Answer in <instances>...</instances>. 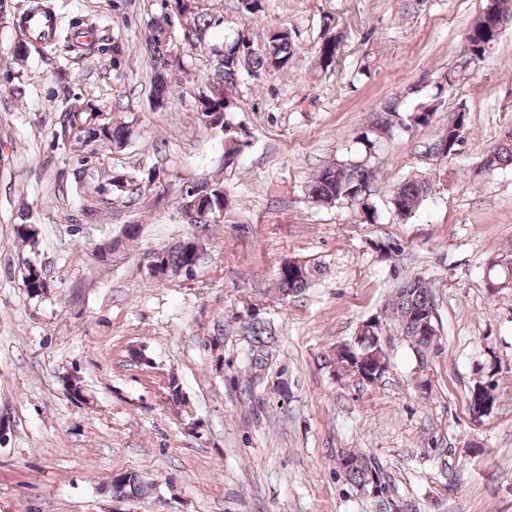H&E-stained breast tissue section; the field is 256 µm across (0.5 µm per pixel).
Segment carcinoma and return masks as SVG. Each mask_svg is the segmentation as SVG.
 Wrapping results in <instances>:
<instances>
[{
    "label": "carcinoma",
    "mask_w": 512,
    "mask_h": 512,
    "mask_svg": "<svg viewBox=\"0 0 512 512\" xmlns=\"http://www.w3.org/2000/svg\"><path fill=\"white\" fill-rule=\"evenodd\" d=\"M506 7L512 11V0H486V6L480 17L464 34V65L477 64L478 54L482 51L480 31L489 26L494 13ZM163 10L162 19L150 24L143 49L149 54L152 66V100L153 108L163 110L168 103L169 86L174 67L179 65V59L171 55L173 44L169 13L166 4L160 3ZM187 28L181 29V35L192 38V41L201 42L206 32L220 25V19L209 15L202 8H195L186 16ZM333 37L324 38L319 44L317 55L319 64L327 69L336 62V46L332 45ZM293 56L291 36L286 30H275L270 34L265 47L255 48V52L245 56L235 57L233 42H225L224 48L219 50L215 75L217 81L207 87L204 95L209 101L208 111L219 112L223 115L231 111L233 101L225 93V89L236 84L242 71H254L263 74L269 71L284 69ZM399 116V105L391 102L383 107V112L376 115L356 136V141L364 148L365 154H370L375 142L393 134L394 118ZM60 132L58 137L62 141H73L86 146H95L91 155L98 154L96 147L120 145L127 137L128 129L112 124V120L105 116L102 108L93 99H75L66 102L59 121ZM468 126V112H461L458 126L441 135L434 142V149L445 157L451 158L456 154L458 143L463 141ZM512 166V134H505L492 150L484 157L483 167L494 170L500 167ZM377 178V171L368 163V159L341 161L329 164L320 169L308 186V194L316 203L335 204L346 201L352 205L363 202V209L367 219L375 218L374 207L369 203L370 188ZM194 194L201 197L207 206L220 207L225 205L226 195L224 187L218 182L200 181L190 185ZM143 180L129 177L125 184L118 188L127 202L132 203L141 197ZM432 184L428 181H407L400 185L392 195L391 204L395 212L402 218L414 214L425 198L430 194ZM154 260L163 268L166 274H189L190 265L198 263L199 256L191 255L187 240L175 243L168 250L154 254ZM488 276L497 281H512V255L495 256V259L486 263ZM22 282L24 288L33 297L44 294L49 283L38 266L29 263L23 265ZM310 278L309 269L302 271L290 268L278 273V285L281 292L288 296L299 292L306 287ZM391 312L397 318L401 335L405 336L411 345L420 354L435 346V337L426 336L419 330V321L422 314L434 310V299L427 283L413 277L404 281L397 288L392 303ZM243 335L249 337L255 344H264L266 334L265 324L257 319L241 326ZM372 362V358L365 355V351L354 347L349 354H340L334 359L339 373L349 375L358 374L362 365ZM346 462L343 474L346 479L356 487H365L373 479H381L383 471L374 458L366 454L345 452L340 454ZM114 497H145L149 495L152 487L134 472H124L111 483Z\"/></svg>",
    "instance_id": "cac0c4a2"
}]
</instances>
